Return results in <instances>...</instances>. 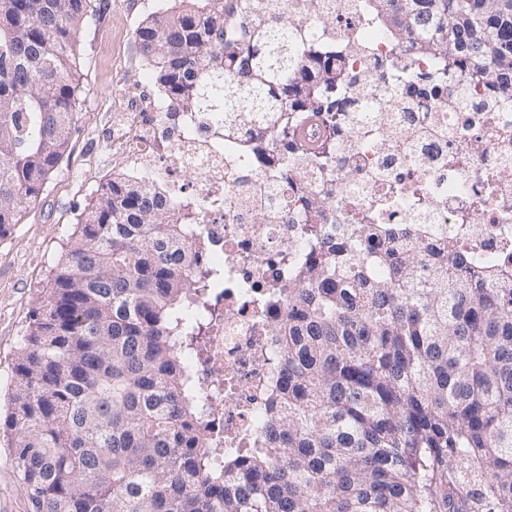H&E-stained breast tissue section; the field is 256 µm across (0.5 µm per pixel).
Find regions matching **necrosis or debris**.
I'll return each instance as SVG.
<instances>
[{
  "mask_svg": "<svg viewBox=\"0 0 512 512\" xmlns=\"http://www.w3.org/2000/svg\"><path fill=\"white\" fill-rule=\"evenodd\" d=\"M285 10L322 40H348L347 68L357 73L346 129L334 135L320 120L303 137L333 142L332 165L284 157L269 160L224 147L220 112H174L141 80L126 84V107L112 118V163L157 178L167 202L188 194L179 174H192L207 246L203 260L222 275L212 299L205 352L187 363L199 387L203 433L226 451L248 448L267 426L270 392L280 368L267 327L287 314L270 300L288 280L284 256L301 248L304 227L290 223L297 197L325 188L327 220L413 224L422 249L442 240L512 278V88L501 91L450 74L428 98L409 96L383 63L405 59L409 73L432 59L391 39L360 0H316ZM264 222H256V214Z\"/></svg>",
  "mask_w": 512,
  "mask_h": 512,
  "instance_id": "obj_1",
  "label": "necrosis or debris"
}]
</instances>
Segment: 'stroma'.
Returning a JSON list of instances; mask_svg holds the SVG:
<instances>
[{
    "instance_id": "35a3bbf8",
    "label": "stroma",
    "mask_w": 512,
    "mask_h": 512,
    "mask_svg": "<svg viewBox=\"0 0 512 512\" xmlns=\"http://www.w3.org/2000/svg\"><path fill=\"white\" fill-rule=\"evenodd\" d=\"M174 0H91L80 32L77 128L69 156L46 191L10 236L0 241V414L7 410L13 358L43 296L47 277L62 258L77 220L112 173V115L125 107L114 90L118 78L152 81L134 41L148 16L168 11ZM0 435V512H30L31 504L12 468Z\"/></svg>"
}]
</instances>
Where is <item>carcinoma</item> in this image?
<instances>
[{
  "label": "carcinoma",
  "instance_id": "carcinoma-1",
  "mask_svg": "<svg viewBox=\"0 0 512 512\" xmlns=\"http://www.w3.org/2000/svg\"><path fill=\"white\" fill-rule=\"evenodd\" d=\"M90 0H0V239L70 153ZM393 40L445 72L512 83V0H367ZM260 0H195L153 15L135 40L161 100L230 112L298 145L347 75L325 46ZM301 198L312 252L288 258V316L272 322L285 380L264 447L228 453L199 430L184 362L204 348L214 271L199 204L111 177L79 215L13 364L11 462L34 512H512V280L455 245L425 255L405 224L319 223ZM387 275L380 277L377 269Z\"/></svg>",
  "mask_w": 512,
  "mask_h": 512
}]
</instances>
